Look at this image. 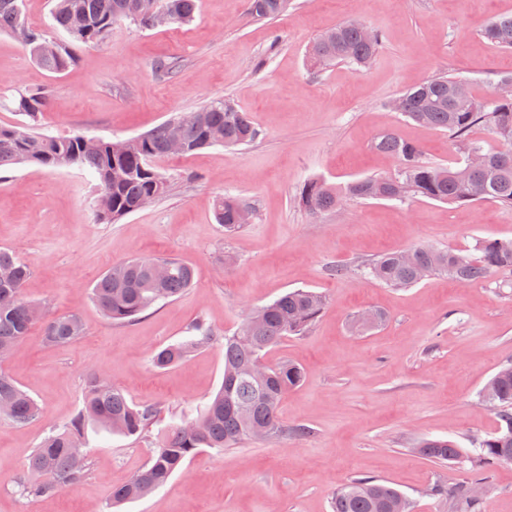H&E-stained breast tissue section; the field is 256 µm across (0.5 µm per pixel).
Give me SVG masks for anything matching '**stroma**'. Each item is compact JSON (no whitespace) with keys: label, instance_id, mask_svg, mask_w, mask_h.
Here are the masks:
<instances>
[{"label":"stroma","instance_id":"1","mask_svg":"<svg viewBox=\"0 0 512 512\" xmlns=\"http://www.w3.org/2000/svg\"><path fill=\"white\" fill-rule=\"evenodd\" d=\"M509 12L512 0H291L281 16L262 22L249 17L247 0H200L183 26L114 24L100 46L78 47L76 64L60 75L35 67L13 36L0 33V98L47 89L42 133L127 139L214 99L248 112L260 131L247 146L156 161L169 193L114 224L97 221L89 170L29 165L0 174V248L32 266L25 298L52 316L79 313L86 326L85 335L60 346L46 345L33 326L0 361V372L39 406L23 426L0 418V512H105L113 488L147 463L148 441L91 427L81 482L39 499L15 484L43 436L81 407L90 370L134 402L159 404L164 417L181 414L219 389L221 337L238 330L248 309L294 289L319 292L326 305L306 334L283 339L263 361L303 369L279 416L287 427L311 426L312 436L205 449L121 512H330L332 493L364 477L403 492L410 512H460L434 487L478 477L484 512H512V464L477 472L469 461L477 441L497 427L479 393L512 361V287L499 275L467 285L432 276L392 288L358 271L397 249L470 252L483 238L512 239V212L488 201L414 198L351 200L313 216L296 200L311 178L342 185L396 175L397 160L371 147L386 129L419 144L425 164H448L455 147L447 134L405 121L389 104L443 74L489 98L500 75L512 72V51L493 47L483 32ZM350 20L383 34L372 64L313 72L310 44ZM167 58L178 59L176 72L159 69ZM219 195L252 210L234 234L215 220ZM134 256L176 257L194 268V283L135 323L109 322L90 291L113 264ZM332 265L345 275H329ZM370 309L383 311L385 322L355 332L353 318ZM198 321L213 342L174 366L154 367L153 354L189 336ZM435 438L456 440L463 459L446 465L419 455L420 443Z\"/></svg>","mask_w":512,"mask_h":512}]
</instances>
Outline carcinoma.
Listing matches in <instances>:
<instances>
[{"mask_svg":"<svg viewBox=\"0 0 512 512\" xmlns=\"http://www.w3.org/2000/svg\"><path fill=\"white\" fill-rule=\"evenodd\" d=\"M159 7L172 15V23L192 22L198 0H158ZM18 0H0V33L13 34L24 20L17 10ZM288 8V0H248V13L256 21L273 20ZM121 0H55L51 13L53 25L65 31L70 40L57 41L44 31L30 27L32 43L25 46L34 64L43 71L60 74L74 66L75 45L96 46L121 21ZM494 47L512 49V14L499 16L483 32ZM382 47V36L363 37L361 29L346 22L327 35L319 36L309 47L310 64L324 69L335 63L368 66ZM461 83L455 76L429 78L402 94V116L423 126L448 133L459 150L460 158L452 166L432 167L421 160V148L401 139L394 131L377 135L372 148L396 158L399 173L393 177H363L335 187L323 180L304 182L297 193L298 204L318 216L335 209L345 199H387L403 201L423 197L449 204L495 202L512 210V152L489 149L474 136L478 128L490 130L498 141L512 142V97H491L481 101L469 95L453 96ZM47 91L33 88L18 92L10 109L25 118L12 126L0 125V168L37 165L45 168L78 166L90 169L97 177V220L112 224L152 203L168 192V183L154 162L168 156V144L181 138L189 152L221 145L236 147L255 142L260 133L248 113L231 101L216 99L199 109L202 123L174 116L145 134L130 139L118 151L114 142L99 140L93 149L85 148V136L59 138L34 132L49 107ZM482 152L485 165L472 168L470 154ZM215 219L224 233L238 231L249 219L247 203L232 197L216 199ZM169 266L166 277L157 281L152 263ZM134 257L109 268L91 289L92 298L102 314L112 322L133 323L144 313L183 293L191 287L195 271L173 257L159 259ZM363 272L380 283L396 288L414 286L425 275L444 274L460 284L486 280L496 274L512 272V239L483 238L476 254L453 250L418 247L408 251H390L363 266ZM32 274L31 267L12 251L0 248V352L12 351L28 336L30 301L23 288ZM324 297L305 289L289 291L276 300L250 310L248 322L224 337V380L216 394L199 409L197 415L185 412L179 421L159 429L148 463L112 493V503L140 500L165 486L173 475L183 470L186 461L205 448H231L267 429L278 438L287 433L303 440L313 433L305 424L288 429L278 416V407L288 391L303 377L302 369L292 363L265 367L264 372L246 370L262 360L264 352L283 337L299 336L317 320ZM195 335L157 351L153 364L159 369L179 363L195 350L213 340V334L196 324ZM83 332L75 313L45 316L43 340L49 345L69 343ZM485 388L492 396L490 406L498 416L497 429L478 442L477 461L483 467L512 463V365L498 370ZM9 403L5 415L15 425L30 422L38 412L35 400L17 381L0 372V400ZM161 408L154 403H135L126 391L90 373L82 407L62 427L43 437L28 458L17 486L31 499L52 495L77 484L87 472V458L77 457L72 449L84 447L87 426L101 432L133 437L151 436L160 422ZM419 452L434 461L451 463L461 458L462 448L451 439L424 442ZM463 512H481L482 498L473 497L468 486L450 488ZM404 494L386 482L361 478L336 489L330 512H393Z\"/></svg>","mask_w":512,"mask_h":512,"instance_id":"carcinoma-1","label":"carcinoma"}]
</instances>
